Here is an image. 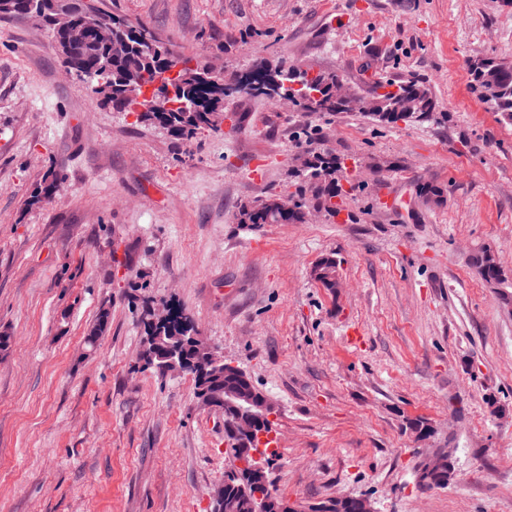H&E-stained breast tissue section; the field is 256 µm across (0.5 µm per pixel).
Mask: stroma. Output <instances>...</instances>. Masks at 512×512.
<instances>
[{
	"label": "stroma",
	"mask_w": 512,
	"mask_h": 512,
	"mask_svg": "<svg viewBox=\"0 0 512 512\" xmlns=\"http://www.w3.org/2000/svg\"><path fill=\"white\" fill-rule=\"evenodd\" d=\"M225 77L272 62L337 71L355 91L420 80L438 123L228 99L237 128L176 140L99 106L50 31L0 16V512H210L224 418L191 375L139 362L143 300H175L275 404L278 493L369 495L376 512H512V313L469 263L512 282V125L471 68L512 62V0H100ZM354 170L335 222L236 223L293 191L292 158ZM63 183L35 198L45 178ZM443 188L424 202L423 184ZM340 262L335 291L311 276ZM108 326L95 346L88 328ZM454 446L457 483L417 485L423 443ZM471 265L477 269L482 278L490 284L496 286L503 285L507 282L506 276L498 267H491L486 263V249L480 248L470 257Z\"/></svg>",
	"instance_id": "stroma-1"
}]
</instances>
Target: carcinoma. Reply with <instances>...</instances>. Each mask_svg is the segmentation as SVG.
<instances>
[{
  "label": "carcinoma",
  "mask_w": 512,
  "mask_h": 512,
  "mask_svg": "<svg viewBox=\"0 0 512 512\" xmlns=\"http://www.w3.org/2000/svg\"><path fill=\"white\" fill-rule=\"evenodd\" d=\"M11 9L6 15L23 17L38 12L41 0H10ZM100 20L112 24V39L126 42L120 55L112 53L110 46L89 43L68 52L58 37H53L55 49L72 69L85 72L92 96L104 107L115 112H129L139 96L144 97L147 110L138 115V121L159 127L177 139H189L202 130L218 129V118L224 113V100L239 94L273 97L288 92L295 97V105L308 112L332 114L348 112L351 107L338 102L331 92L339 74L320 72L311 75L306 71L280 65L259 64L242 75L226 80L211 79L206 71L207 61L182 59L162 46L156 36L143 24L99 12ZM182 63L184 67L174 77L164 76L168 63ZM472 87L500 119L512 124V68L502 67L494 59H486L471 70ZM414 103L416 122H436L442 118L437 111L435 98L427 85L420 81L400 84L392 82L365 96L363 112L373 121L394 125L403 112V103ZM405 119V122L412 121ZM295 192L278 198L269 196L252 204L241 206L235 215L236 223L251 226L262 224H302L306 209L313 205L324 211L326 221L333 222L340 214L345 190L343 182L349 181L344 163L336 155L324 151H311L307 165L301 172L290 174ZM471 265L482 278L497 286L507 282L497 267L486 263V249L475 251ZM336 257H322L313 268L314 279L322 287H338ZM143 301L140 323L142 369H151L161 375L168 372L174 360L193 375L195 394L208 391L222 402L231 392H246L255 403L263 400L261 392L247 375L233 370L212 374L211 368L198 361L197 337L193 316L185 309L169 306L170 316L156 321ZM110 312H100L95 325L87 334V342L94 345L106 328ZM224 472L225 494L235 502L237 512H252L251 504L258 503V494L265 491L259 484L261 475L253 467ZM455 465L448 471L429 475L425 488H446L456 480ZM311 512H363L362 503L356 499H328L310 505Z\"/></svg>",
  "instance_id": "carcinoma-1"
}]
</instances>
